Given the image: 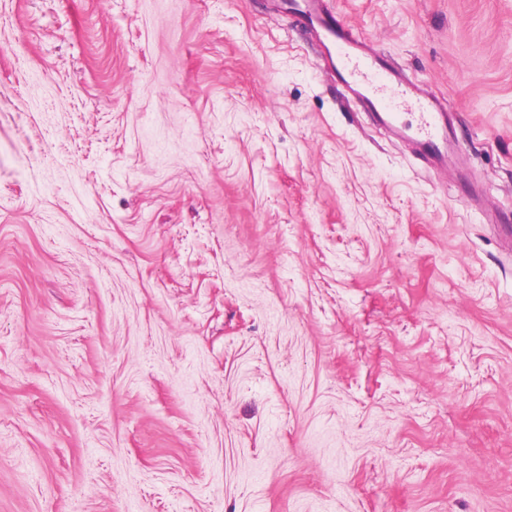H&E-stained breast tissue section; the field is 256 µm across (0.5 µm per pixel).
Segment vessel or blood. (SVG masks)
<instances>
[{"label":"vessel or blood","instance_id":"b4317fda","mask_svg":"<svg viewBox=\"0 0 512 512\" xmlns=\"http://www.w3.org/2000/svg\"><path fill=\"white\" fill-rule=\"evenodd\" d=\"M295 10L301 22L316 32L334 75L363 107L398 133H414L424 149L440 163H447L448 132L439 97L427 85L382 66L365 41L353 38L324 12L320 0H300ZM408 110L417 114L411 129L402 121Z\"/></svg>","mask_w":512,"mask_h":512}]
</instances>
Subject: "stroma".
Here are the masks:
<instances>
[{
    "instance_id": "35a3bbf8",
    "label": "stroma",
    "mask_w": 512,
    "mask_h": 512,
    "mask_svg": "<svg viewBox=\"0 0 512 512\" xmlns=\"http://www.w3.org/2000/svg\"><path fill=\"white\" fill-rule=\"evenodd\" d=\"M0 0V512H512V0ZM302 1L293 8L301 22L316 32L334 75L368 112L398 133L409 132L402 116L405 111H415L417 123L411 127L413 134L440 161L438 170L448 167V131L439 97L427 85L407 80L382 66L364 40L353 38L324 12L320 0Z\"/></svg>"
}]
</instances>
